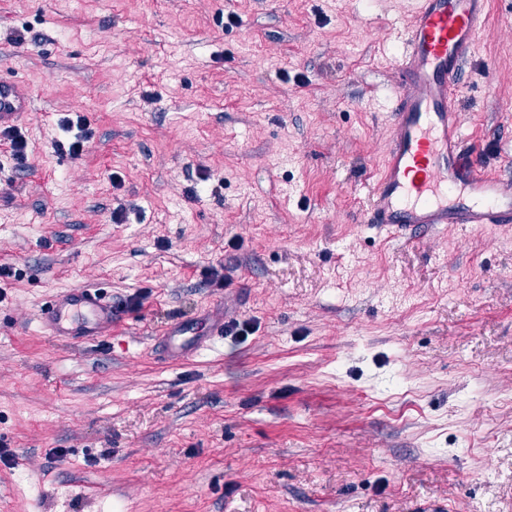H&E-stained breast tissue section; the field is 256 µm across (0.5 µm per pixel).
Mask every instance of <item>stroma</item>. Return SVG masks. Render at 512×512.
Segmentation results:
<instances>
[{"label":"stroma","instance_id":"stroma-1","mask_svg":"<svg viewBox=\"0 0 512 512\" xmlns=\"http://www.w3.org/2000/svg\"><path fill=\"white\" fill-rule=\"evenodd\" d=\"M416 7L0 0V75L33 98L0 167V512H512V227L364 221ZM459 113L512 175V0ZM76 287L125 308L97 345L41 328ZM217 318L259 329L168 357ZM59 126L65 132H72L73 128H76L77 132L74 133L67 144V151L74 159L80 158L86 152V145L91 139V134L86 128L84 120L77 115L76 121L71 117H64L60 120Z\"/></svg>","mask_w":512,"mask_h":512}]
</instances>
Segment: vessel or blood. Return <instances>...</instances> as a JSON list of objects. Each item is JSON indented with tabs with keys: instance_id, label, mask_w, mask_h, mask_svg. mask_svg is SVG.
<instances>
[{
	"instance_id": "obj_1",
	"label": "vessel or blood",
	"mask_w": 512,
	"mask_h": 512,
	"mask_svg": "<svg viewBox=\"0 0 512 512\" xmlns=\"http://www.w3.org/2000/svg\"><path fill=\"white\" fill-rule=\"evenodd\" d=\"M490 0H419L397 63V92L384 166L368 203L370 223L404 235L431 224L512 225V176L486 174L460 133L458 92L489 15ZM32 96L0 78V129L18 126ZM118 318L111 299L93 288L58 295L41 313V327L65 342L92 343L109 336ZM175 323L169 354L199 348L220 336Z\"/></svg>"
}]
</instances>
